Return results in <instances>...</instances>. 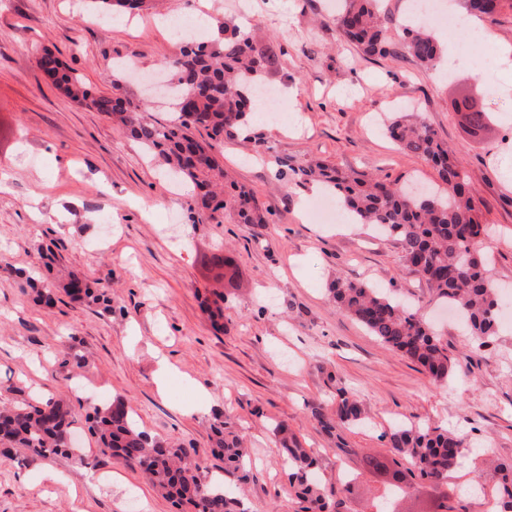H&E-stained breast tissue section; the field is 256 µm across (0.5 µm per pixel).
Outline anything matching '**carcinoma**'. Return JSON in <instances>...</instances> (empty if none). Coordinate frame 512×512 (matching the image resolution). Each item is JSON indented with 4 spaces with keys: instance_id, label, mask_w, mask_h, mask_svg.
Listing matches in <instances>:
<instances>
[{
    "instance_id": "cac0c4a2",
    "label": "carcinoma",
    "mask_w": 512,
    "mask_h": 512,
    "mask_svg": "<svg viewBox=\"0 0 512 512\" xmlns=\"http://www.w3.org/2000/svg\"><path fill=\"white\" fill-rule=\"evenodd\" d=\"M101 13L136 15L148 0H91ZM336 29L341 38L357 45L369 57L391 54L394 32H399L407 54L422 65L433 67L440 47L423 26H413L398 17L381 16V0H338ZM507 0H465L467 10L492 20ZM40 70L52 84L74 101L118 120L128 136L139 142L146 154L180 183L191 187L188 220L224 223L230 216L237 224L261 227L267 212L252 190L227 180L217 153L224 140L242 134L256 142L263 137L250 124L257 106L256 92L262 77L278 67V60L258 44L253 30L233 20L224 24L222 37L185 42L180 54L168 64L171 90L175 93V117L167 122L152 120L141 107L122 93L126 73H113V94L94 95L81 77L52 53L38 60ZM470 125L482 129L490 115L469 97ZM205 131L199 140L195 133ZM394 142L420 156L435 171L444 188L416 196L378 176L346 175L325 162L292 164L275 159L276 173L283 180L316 183L342 200L361 224H376L394 235L402 248L404 265L420 276L433 295L457 311L479 346L489 345L498 333V288L481 251L485 228L467 177L455 154L430 127L392 120L384 127ZM75 301L98 306L112 313L109 286L90 282L75 273L62 285ZM336 306L352 316L387 347L421 366L436 383L446 384L455 370L448 345L432 325L388 292L363 280H338L329 288ZM311 418L327 435L339 427H361L366 414L360 401L346 388L336 390V400L310 405ZM91 431L100 451L117 461L139 468L155 488L171 500L179 512H248L244 501L233 497L224 482L204 481L197 468L186 462V450L142 429L119 396L97 406L90 416ZM74 417L62 401L48 399L35 404L23 399L0 407V451L24 450L32 459L76 456L71 442ZM212 455L224 463V472L247 479L250 452L240 437L227 430L224 415L215 414L211 425ZM288 471L290 492L302 504V512H336L335 491L312 481L315 459L297 441L288 437V427H273ZM394 459L412 466L408 473L393 470L388 494L377 512H390L398 500L406 476L423 482L446 483L448 473L464 457V437L426 424L396 425L382 435ZM497 512H512V461H496L488 475Z\"/></svg>"
}]
</instances>
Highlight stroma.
Masks as SVG:
<instances>
[{"label": "stroma", "mask_w": 512, "mask_h": 512, "mask_svg": "<svg viewBox=\"0 0 512 512\" xmlns=\"http://www.w3.org/2000/svg\"><path fill=\"white\" fill-rule=\"evenodd\" d=\"M78 2L0 0V174L9 177L0 192V264L38 282L58 281L64 269L108 282L115 312L97 314L61 290L53 306H40L20 281L0 278V404L64 399L83 452L45 460L20 449L0 454V512H123L130 499L140 512H175L141 470L98 449L85 415L118 395L141 427L180 443L202 479L220 476L231 486L234 477L210 450V422L223 412L250 450L242 491L250 512L298 508L270 432L275 421L317 457L315 477L337 489L338 512H375L383 478L364 457L389 456L383 431L425 422L458 432L469 448L444 487L448 503L454 512H486L466 481L483 474V449L512 460V182L498 172L500 156L512 155V91L471 61L447 78L398 44L385 58L365 56L337 37L336 0H209L206 38L245 13L279 60L268 83L285 93V112L260 128L273 155L322 159L399 186L435 183L432 167L383 131L402 116L431 127L460 157L479 220L491 229L484 252L502 288L499 336L480 348L405 268L396 239L369 224L310 223V186L279 179L257 160L253 140L225 141L220 162L253 190L271 224L190 223L186 196L140 145L56 89L37 59L53 53L93 93L111 95L115 60L150 73L178 56L181 37L157 18L195 16L197 0H155L130 22L85 16ZM463 93L490 115L479 134L453 109ZM42 245L55 252L57 268L41 263ZM218 248L228 260L221 278L202 266ZM337 278L412 295L458 363L449 385L338 311L327 292ZM215 292L226 296L220 330L201 308ZM67 347L81 365H62ZM161 359L173 371L163 392ZM340 382L358 394L369 424L334 440L307 406L330 401ZM50 470L62 480L47 478Z\"/></svg>", "instance_id": "1"}]
</instances>
